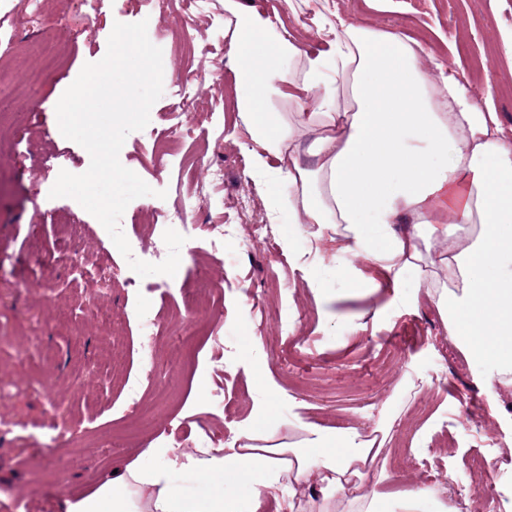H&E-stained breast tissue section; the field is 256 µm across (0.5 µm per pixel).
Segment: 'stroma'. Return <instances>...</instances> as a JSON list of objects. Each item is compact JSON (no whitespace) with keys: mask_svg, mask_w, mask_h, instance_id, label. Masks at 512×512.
I'll return each mask as SVG.
<instances>
[{"mask_svg":"<svg viewBox=\"0 0 512 512\" xmlns=\"http://www.w3.org/2000/svg\"><path fill=\"white\" fill-rule=\"evenodd\" d=\"M265 11L317 14L338 10L418 38L437 30L436 53L473 88L490 93L504 127H512V70L500 35L512 31V0H429L424 12L392 0L385 12L367 0H242ZM173 22L150 0H54L40 23L28 0H0V34L15 48L0 59V90L10 109L0 112V419L21 427L0 434V504L18 512H66L68 495L87 493L114 470L151 451L155 463L220 448L249 433L269 447L300 442L302 423L337 430L356 427L377 448L406 449L385 459L378 485L389 512H400L412 482L431 483L445 469L461 485L467 512H512V473L486 497L466 488L471 461L488 450L512 448V396H494L483 384L486 365L450 344L434 300L415 271L388 279L379 268L336 254L321 241L313 265L302 260L317 225L299 231L269 223L267 196L250 179L254 145L234 104L230 67L236 20L224 0L206 15L172 6ZM166 27L164 69L183 68L168 54L172 40L194 36L195 62L205 70L190 107L194 130L170 135L164 151L130 133L121 163L163 199L141 197L123 223L143 248H152L165 212L188 211L190 223H236L234 202L253 201L268 238L248 234L224 241L214 253L196 242L182 255L172 289L151 275L128 285L124 257L101 223L75 200L50 198L56 162L85 172L88 152L65 139L55 107L85 63L103 58L115 22ZM219 166L224 182L211 186ZM117 276L100 285V256ZM212 279L201 312L187 315L178 291ZM360 276L364 289L351 288ZM320 294H312L308 281ZM249 288L253 304L238 297ZM151 338L154 379L144 405L126 400L143 372L142 344ZM204 395L194 399L195 386ZM236 400L238 416L217 427L215 391ZM435 469L418 466L421 458Z\"/></svg>","mask_w":512,"mask_h":512,"instance_id":"35a3bbf8","label":"stroma"}]
</instances>
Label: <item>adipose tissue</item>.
<instances>
[{"label": "adipose tissue", "instance_id": "1", "mask_svg": "<svg viewBox=\"0 0 512 512\" xmlns=\"http://www.w3.org/2000/svg\"><path fill=\"white\" fill-rule=\"evenodd\" d=\"M236 16L231 56L236 108L258 150L252 178L286 181L292 224H318L368 264L398 273L423 269L443 324L459 349L488 367L490 392L512 389V129L463 85L433 49L398 31L344 17H321L304 49L295 28L226 0ZM288 96L296 114L268 109ZM316 132L313 167L297 159L301 132ZM282 160L274 169L270 159ZM444 245L433 259L426 247ZM299 448H207L184 455L180 470L200 478L252 477L247 503L178 493L170 470L142 460L88 493L67 512H259L274 473L289 497L318 485L305 512H336L348 477L368 493L349 512H385L372 471L376 455L355 428L304 424Z\"/></svg>", "mask_w": 512, "mask_h": 512}]
</instances>
